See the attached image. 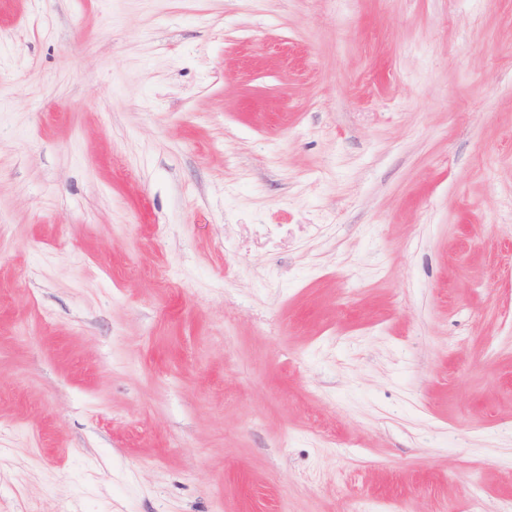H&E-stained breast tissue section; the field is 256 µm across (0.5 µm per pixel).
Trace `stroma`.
<instances>
[{
  "mask_svg": "<svg viewBox=\"0 0 512 512\" xmlns=\"http://www.w3.org/2000/svg\"><path fill=\"white\" fill-rule=\"evenodd\" d=\"M512 512V0H0V512Z\"/></svg>",
  "mask_w": 512,
  "mask_h": 512,
  "instance_id": "obj_1",
  "label": "stroma"
}]
</instances>
